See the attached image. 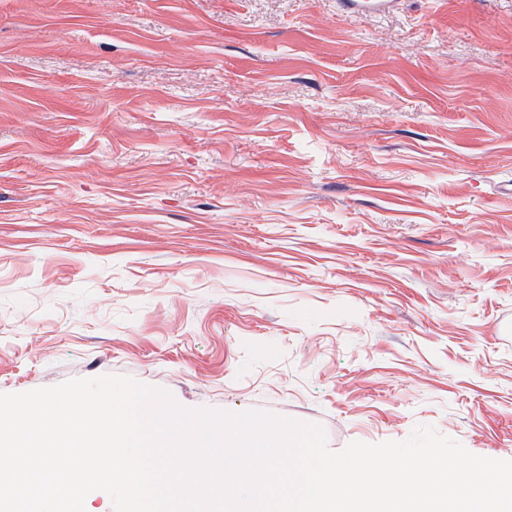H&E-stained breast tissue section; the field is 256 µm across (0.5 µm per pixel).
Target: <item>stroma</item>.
Listing matches in <instances>:
<instances>
[{
  "mask_svg": "<svg viewBox=\"0 0 512 512\" xmlns=\"http://www.w3.org/2000/svg\"><path fill=\"white\" fill-rule=\"evenodd\" d=\"M104 374L512 460V0H0V393ZM401 2V0H336V5L344 17L363 20L386 16Z\"/></svg>",
  "mask_w": 512,
  "mask_h": 512,
  "instance_id": "1",
  "label": "stroma"
}]
</instances>
